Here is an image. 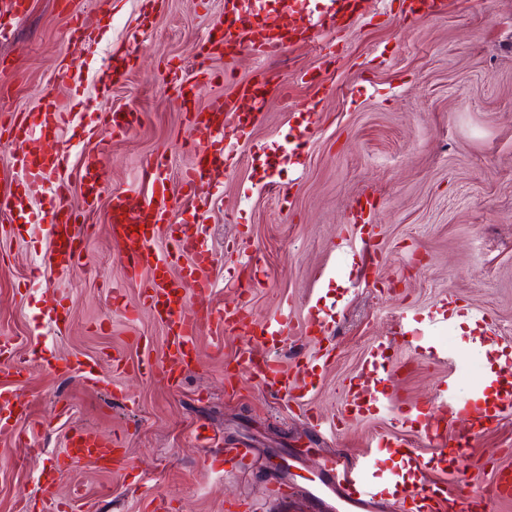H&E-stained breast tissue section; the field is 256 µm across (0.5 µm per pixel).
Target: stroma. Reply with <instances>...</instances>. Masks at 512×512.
Here are the masks:
<instances>
[{"mask_svg":"<svg viewBox=\"0 0 512 512\" xmlns=\"http://www.w3.org/2000/svg\"><path fill=\"white\" fill-rule=\"evenodd\" d=\"M222 10V0H112L110 14L95 0H31L28 16L10 40H0V110L34 107L55 64L83 78L59 87L74 113H83L115 51L137 37L136 60L114 86L103 112L140 113L128 133L84 141L77 125L62 129L74 145L65 177L74 207H83L78 172L86 155L99 159L105 192L132 198L149 192L148 164L158 151L169 160V186L182 196L180 172L191 155L169 68L193 77L198 62L226 80L208 85L198 105L222 97L237 103L250 137L244 162L215 176L207 213L214 262L215 301L247 302L256 320L287 309L293 334L277 350L289 369L326 357L317 386L302 407L262 393L237 360L244 350L267 353L246 331L205 334L198 362L181 380L150 375L164 360L165 329L139 307L140 288L127 282L119 249L99 204L73 271L47 262L41 224H11L0 213V338L37 342L45 356H77L95 363L96 384L78 373L35 368L16 378L0 373V388L29 402L21 441L0 437V512H41L42 474L61 455L69 431L87 427L122 438L127 479L87 465L62 473L58 492L79 489L92 512H145L162 498L170 512H226L227 504L276 469L244 478L208 469V451L195 429L206 424L222 448L255 442L268 454L305 448L292 480L306 486L327 450L346 457L369 449L379 433H394L415 448L428 478L451 492L483 481L487 470L511 465L512 415L477 438L467 459L441 454L417 436L418 404L451 389L467 401L489 391L498 369L496 349L512 348V0H441L430 15L402 12L399 0H365L362 15L342 33L289 46L264 60L238 55L202 59L200 38ZM81 12L100 30L89 46L67 36L70 15ZM261 75L265 105L254 115L236 83ZM375 197L368 229L349 223L352 202ZM371 237L374 251L361 246ZM121 290L113 299V290ZM454 297L457 318L439 329L433 316ZM70 309L64 332L48 324V298ZM135 317H127V310ZM331 314L334 332L316 340L305 330L312 313ZM485 316L478 329L468 323ZM496 347L478 353L479 335ZM455 353L454 366L436 350ZM373 369L381 388L404 402L402 419L376 407L343 419L342 390ZM237 375L225 392L227 372ZM323 417L322 432L309 411Z\"/></svg>","mask_w":512,"mask_h":512,"instance_id":"35a3bbf8","label":"stroma"}]
</instances>
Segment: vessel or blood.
Segmentation results:
<instances>
[{
	"label": "vessel or blood",
	"instance_id": "vessel-or-blood-1",
	"mask_svg": "<svg viewBox=\"0 0 512 512\" xmlns=\"http://www.w3.org/2000/svg\"><path fill=\"white\" fill-rule=\"evenodd\" d=\"M262 0H224L222 16L216 19L204 40L203 58L249 53L258 57L281 56L288 48L289 37L303 41L314 40L324 30H338L349 21L347 0H332L328 10L309 19L307 25L283 35L269 28L249 26V16L257 14ZM30 11L29 0H0V38H9L12 28ZM134 57L133 49L114 55L106 84L99 87L98 98L110 96L112 87L125 80ZM218 75L207 69L199 70L194 81L179 84V93L185 104L187 136L185 146L194 160L182 173L184 196L194 208L207 207L214 195L211 171L224 160L240 158L241 147L249 137L245 125L237 122L230 104L215 99L206 110H198L196 99L202 87L217 80ZM79 84L80 78L70 70L61 68L56 73L55 84L43 88L39 106L41 121L28 119L0 120V138L10 148L9 163L22 177L23 190L19 193H0V212L9 213L15 222L30 223V203L39 197H49L50 229L49 260L61 273L69 272L77 261L81 244L88 236L85 226L93 214L102 191L101 172L94 158H86L81 169L80 181L84 194L85 210L76 212L69 203V186L60 176L72 145L60 136L65 111L55 89L56 83ZM138 116L127 113L124 118L115 114L90 113L86 125L89 136L127 132ZM152 187L139 204H131L125 192H113L109 201V233L117 244L124 274L128 281L141 282V305L161 320L168 329V356L159 373L166 379H177L190 371L196 341L205 333H219L221 329L235 328L252 321L247 303L220 307L214 300L215 285L210 277L214 262L212 248L204 229L199 224L184 225L170 250L159 251L157 239L162 225L172 223L174 206L169 201V159L165 153L155 155L150 166ZM188 258L187 266H180V258ZM292 323L285 310H276L259 326L261 336L272 343H281L290 334ZM51 371L80 372L87 380H94L92 369L77 358L45 359ZM249 370L262 392L291 395L297 384L307 383L314 372L308 364H301L295 376H288L273 356L261 360L245 359ZM500 377L506 387L497 396L491 410L480 411L482 420L499 421L512 413V362H506ZM371 379L359 380L349 390L346 407L353 414H361L367 405L383 401ZM442 424L426 423L421 436L437 448L449 450L456 458H464L473 440L472 435H455L451 429L458 414V403L450 395H443ZM28 406L10 389L0 388V436L16 435L21 420L27 418ZM123 450L115 438L104 437L90 429L72 430L62 453V470L82 464L118 462ZM225 471L242 476L257 474L269 463L261 449L251 445L228 448L220 460ZM375 461L364 457L344 465L338 453L326 455L319 478V490L297 488L292 481L283 479L264 482L259 493L272 504H288L306 499L312 512L322 502L323 493L340 496L353 512H372L379 495L374 480ZM407 497L414 512H491L490 506L512 499V469L493 471L489 480L472 484L459 502L456 510L448 508V493L443 483L420 481L409 490Z\"/></svg>",
	"mask_w": 512,
	"mask_h": 512
}]
</instances>
